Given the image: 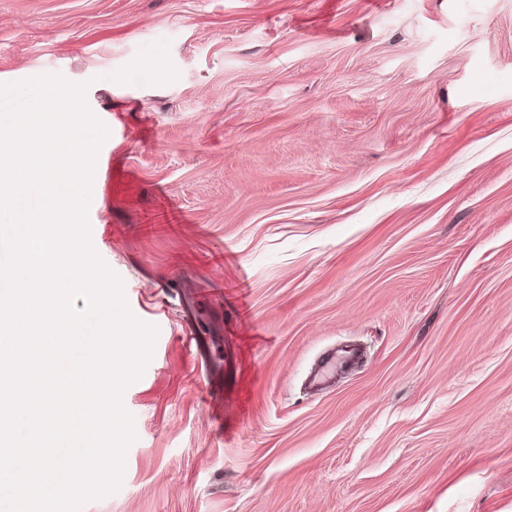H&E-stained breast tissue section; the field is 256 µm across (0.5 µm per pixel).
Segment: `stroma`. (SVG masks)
<instances>
[{"mask_svg": "<svg viewBox=\"0 0 512 512\" xmlns=\"http://www.w3.org/2000/svg\"><path fill=\"white\" fill-rule=\"evenodd\" d=\"M56 74L157 329L78 512H512V0H0V84ZM357 360L358 358L353 352L342 351L340 353L335 352L329 354L322 360L315 380L321 382L326 378L333 376L339 366L347 363H354Z\"/></svg>", "mask_w": 512, "mask_h": 512, "instance_id": "1", "label": "stroma"}]
</instances>
